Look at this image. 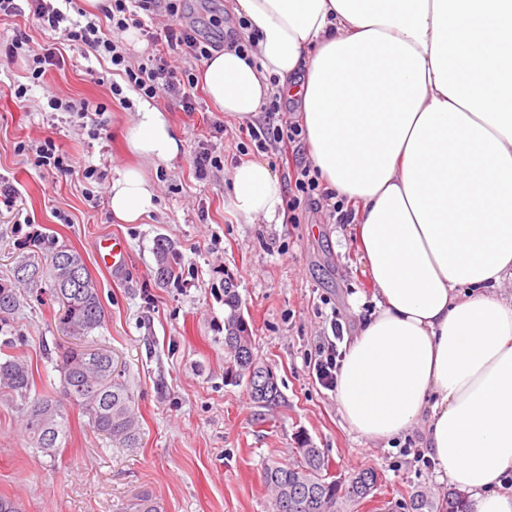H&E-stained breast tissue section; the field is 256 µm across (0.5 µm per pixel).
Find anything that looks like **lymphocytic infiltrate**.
<instances>
[{
    "label": "lymphocytic infiltrate",
    "instance_id": "obj_1",
    "mask_svg": "<svg viewBox=\"0 0 512 512\" xmlns=\"http://www.w3.org/2000/svg\"><path fill=\"white\" fill-rule=\"evenodd\" d=\"M101 19L87 17L85 9L76 0H0V20L31 15L41 29L59 34L61 41L77 48L83 54L110 60L122 76L121 82L109 85L112 99L121 108H132L131 94L149 99L179 100L183 111L194 109V92L198 77L189 66L190 61L210 58L219 42L201 35L193 24L183 22V0H107L101 6ZM165 14L169 21L149 36L151 53L139 64H132L118 39L119 33L129 28H142L143 16ZM59 49L53 44H33L28 38L12 39L7 55L12 61H24L32 80L43 78L48 67L58 65ZM303 128L298 124L279 126L266 122L249 130V137L257 151L276 150L287 155L293 144L299 143ZM289 208L299 207L301 200H332L330 192L322 188L317 174L310 167L299 166L289 180ZM331 212L337 223L345 224L349 215L344 200H332ZM332 334L324 338L315 352L312 375L322 388L332 391L337 386L342 354L338 344L343 341V326L332 322Z\"/></svg>",
    "mask_w": 512,
    "mask_h": 512
}]
</instances>
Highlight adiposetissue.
Here are the masks:
<instances>
[{"instance_id":"obj_1","label":"adipose tissue","mask_w":512,"mask_h":512,"mask_svg":"<svg viewBox=\"0 0 512 512\" xmlns=\"http://www.w3.org/2000/svg\"><path fill=\"white\" fill-rule=\"evenodd\" d=\"M255 33L253 61L227 50L202 71L229 117L259 119L271 78L301 82L312 166L352 209L374 313L343 358L338 411L370 440L425 424L428 446L475 512H512V0H233ZM507 90L500 104L477 88ZM130 150H178L140 102ZM247 223L283 220L272 168L231 174ZM153 185L112 171L110 209L138 222Z\"/></svg>"}]
</instances>
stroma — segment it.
I'll return each instance as SVG.
<instances>
[{
  "mask_svg": "<svg viewBox=\"0 0 512 512\" xmlns=\"http://www.w3.org/2000/svg\"><path fill=\"white\" fill-rule=\"evenodd\" d=\"M187 19L225 44L244 30L229 0H188ZM64 61L50 68L43 85L27 82L23 65L0 57V177L22 192L15 211L0 212V287L12 288L19 310L0 324V346L24 356L34 374L33 394L60 399L56 364L70 341L58 327L59 305L51 294L52 255H80L105 308L103 327L90 335L111 350L115 378L133 396L141 420L137 447L119 448L93 431L85 416L70 410V437L57 456L30 443L20 421L19 399L0 391V495L20 512H129L140 495L160 502L163 512H271L262 481L265 465L288 463L299 439L328 456L334 471L370 468L379 475L375 501L402 504L411 492L448 488L438 465H424L402 448L424 447V426L390 442L360 437L342 419L336 395L315 383L309 365L331 320L355 334L375 305L374 288L356 248L351 225L334 223L327 209L300 204L280 224H248L228 208L230 174L243 156L240 121L227 117L198 89L195 109L155 101L179 143L166 161L131 154L126 137L132 112L109 101L110 62L85 59L66 46ZM28 84L25 98L14 95ZM74 100L107 104L96 121L99 138L70 123L66 113L46 110L45 89ZM223 122V135L213 125ZM52 139L75 168L66 174L38 167L19 144ZM220 155L223 166L198 179L192 165L200 148ZM140 168L155 188V208L135 224L118 221L109 192L88 197V166ZM30 219L41 245L18 240L15 216ZM124 238L129 265L118 277L95 257L98 235ZM169 240L177 258L175 277L157 276L158 240ZM31 277L21 281L18 268ZM233 274L259 363L277 376L282 398L257 406L246 383L225 374L224 276Z\"/></svg>",
  "mask_w": 512,
  "mask_h": 512,
  "instance_id": "obj_1",
  "label": "stroma"
}]
</instances>
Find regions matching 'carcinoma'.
Here are the masks:
<instances>
[{
    "label": "carcinoma",
    "mask_w": 512,
    "mask_h": 512,
    "mask_svg": "<svg viewBox=\"0 0 512 512\" xmlns=\"http://www.w3.org/2000/svg\"><path fill=\"white\" fill-rule=\"evenodd\" d=\"M157 250L158 276L164 280L176 272L171 262L174 253L163 239L157 241ZM75 269L84 273L80 288L68 286ZM50 273L59 304V324L73 340L57 365L62 392L70 405L87 417L89 427L95 432L121 448H134L140 432L131 394L114 378L109 357L94 355L82 345L104 323L105 311L99 293L76 253L63 250L54 253ZM19 304L14 289L0 288V322L7 321ZM224 306L227 312L224 349L230 356L225 375L246 381L254 401L270 406L281 398V390L278 382L267 381L271 367L257 362L253 356L250 329L241 313L236 283L231 279L224 281ZM33 384V372L24 357L8 353L0 357V388L20 397L24 427L31 443L52 457L62 442L68 440V420L53 400L30 398ZM263 481L272 492L274 512H352L353 508L373 501L378 487V475L369 468L343 477L331 474L329 460L321 449L305 440L291 462L265 467ZM404 506L407 512H474L468 493L457 488L448 489L441 498L428 491H416Z\"/></svg>",
    "instance_id": "carcinoma-1"
}]
</instances>
